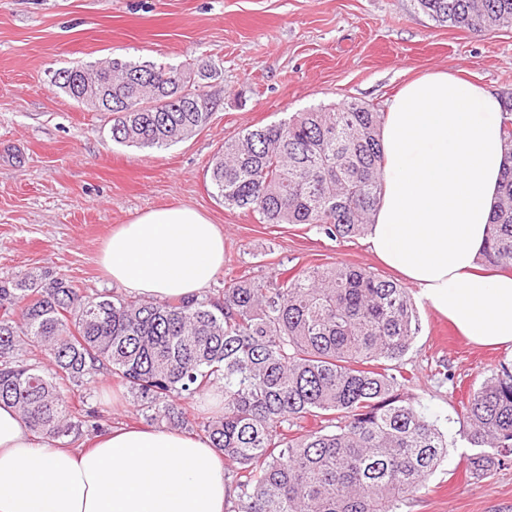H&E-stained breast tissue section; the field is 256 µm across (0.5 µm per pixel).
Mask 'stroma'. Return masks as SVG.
Instances as JSON below:
<instances>
[{
    "instance_id": "obj_1",
    "label": "stroma",
    "mask_w": 512,
    "mask_h": 512,
    "mask_svg": "<svg viewBox=\"0 0 512 512\" xmlns=\"http://www.w3.org/2000/svg\"><path fill=\"white\" fill-rule=\"evenodd\" d=\"M112 57L208 65L210 124L162 149L113 141L112 116L77 104L59 70ZM448 71L497 96L512 93V30L441 26L413 0H0V278L63 275L90 293L112 291L98 256L112 229L171 206L204 213L224 234V266L205 292L244 274L351 265L386 278L363 238L319 227L263 224L224 206L210 163L225 140L319 104L356 100L386 111L427 72ZM421 330L402 359L410 394L448 433V457L405 512H512V462L471 478L463 401L512 348L480 347L423 299ZM454 382H441L440 367ZM90 400L104 427L143 425L131 399L102 377Z\"/></svg>"
}]
</instances>
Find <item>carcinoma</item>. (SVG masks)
Here are the masks:
<instances>
[{"instance_id": "obj_1", "label": "carcinoma", "mask_w": 512, "mask_h": 512, "mask_svg": "<svg viewBox=\"0 0 512 512\" xmlns=\"http://www.w3.org/2000/svg\"><path fill=\"white\" fill-rule=\"evenodd\" d=\"M434 22L512 29V0H414ZM76 102L112 111V140L162 149L206 128L214 101L184 67L115 57L58 72ZM485 263L512 268V96ZM384 115L368 103L311 107L224 142L217 198L265 224L365 233L380 202ZM419 331L407 288L352 266L240 277L218 300L87 294L65 277L0 280V404L43 439L103 429L86 390L110 376L150 424L200 432L236 490L228 512H401L448 455L398 366ZM212 391L215 407L197 413ZM467 471L512 460V366L469 397ZM319 419L312 428L308 417Z\"/></svg>"}]
</instances>
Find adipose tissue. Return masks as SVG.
<instances>
[{"mask_svg":"<svg viewBox=\"0 0 512 512\" xmlns=\"http://www.w3.org/2000/svg\"><path fill=\"white\" fill-rule=\"evenodd\" d=\"M501 103L445 71L404 84L380 140L383 194L369 251L471 341L512 347V276L477 273L504 163ZM104 276L147 300L200 296L224 265V234L173 207L119 225L99 257ZM234 489L206 438L112 428L89 447L38 439L0 407V512H226Z\"/></svg>","mask_w":512,"mask_h":512,"instance_id":"obj_1","label":"adipose tissue"}]
</instances>
